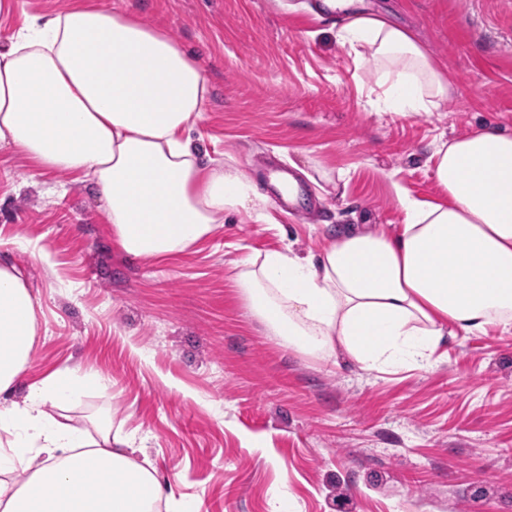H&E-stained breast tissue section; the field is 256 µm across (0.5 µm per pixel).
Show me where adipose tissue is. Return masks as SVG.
I'll return each instance as SVG.
<instances>
[{"mask_svg": "<svg viewBox=\"0 0 512 512\" xmlns=\"http://www.w3.org/2000/svg\"><path fill=\"white\" fill-rule=\"evenodd\" d=\"M338 38L372 64L382 111L431 112L453 91L442 65L383 17L353 12ZM209 94L198 60L165 29L75 0L26 17L0 47V150L92 182L121 249L166 259L207 240L225 215L271 220L269 198L235 160L206 164L188 138ZM431 162L442 198L399 189L396 232L347 231L315 260L273 249L237 263L234 286L267 335L373 372L430 369L447 335L512 330V132L441 142ZM35 320L15 267L0 265V394L28 364ZM105 386L59 368L22 401H0V512H199L137 461L131 438L103 421H60Z\"/></svg>", "mask_w": 512, "mask_h": 512, "instance_id": "ef3b65f1", "label": "adipose tissue"}]
</instances>
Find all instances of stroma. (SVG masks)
<instances>
[{
	"label": "stroma",
	"instance_id": "stroma-1",
	"mask_svg": "<svg viewBox=\"0 0 512 512\" xmlns=\"http://www.w3.org/2000/svg\"><path fill=\"white\" fill-rule=\"evenodd\" d=\"M167 30L209 79L192 132L261 192L286 171L311 210L224 218L169 260L124 253L90 182L33 172L0 151V262L36 304V335L9 393L66 366L97 373L70 410L136 434L161 480L201 512H512V332L448 336L432 369L366 372L267 336L231 281L250 253L318 254L338 233L404 221L398 188L435 201L429 158L478 128L512 132V0H361L446 68L438 110L384 113L338 42L344 16L312 0H96ZM347 181L319 185L314 163Z\"/></svg>",
	"mask_w": 512,
	"mask_h": 512
}]
</instances>
